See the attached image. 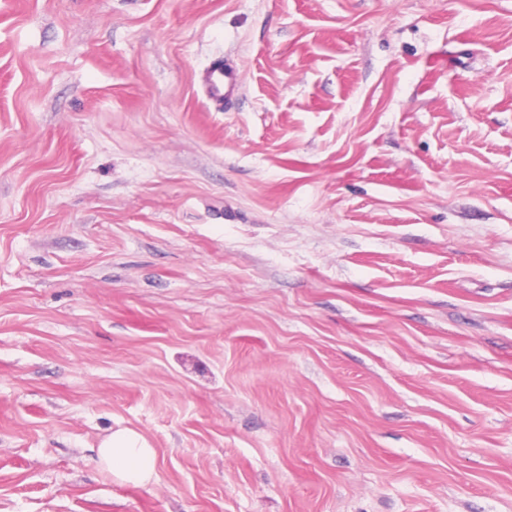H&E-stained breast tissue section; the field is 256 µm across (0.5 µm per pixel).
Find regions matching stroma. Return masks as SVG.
Masks as SVG:
<instances>
[{"label": "stroma", "instance_id": "obj_1", "mask_svg": "<svg viewBox=\"0 0 512 512\" xmlns=\"http://www.w3.org/2000/svg\"><path fill=\"white\" fill-rule=\"evenodd\" d=\"M0 512H512V0H0ZM237 81L238 75L229 64L224 63V68L221 64H216L207 77V96L213 101L229 100L234 96ZM101 466L122 484L149 482L157 467V454L149 441L131 429L112 432L97 449Z\"/></svg>", "mask_w": 512, "mask_h": 512}]
</instances>
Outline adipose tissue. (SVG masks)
I'll return each mask as SVG.
<instances>
[{
    "label": "adipose tissue",
    "mask_w": 512,
    "mask_h": 512,
    "mask_svg": "<svg viewBox=\"0 0 512 512\" xmlns=\"http://www.w3.org/2000/svg\"><path fill=\"white\" fill-rule=\"evenodd\" d=\"M97 454L101 466L122 484H145L157 467L155 449L143 435L131 429L112 432L102 441Z\"/></svg>",
    "instance_id": "1"
}]
</instances>
